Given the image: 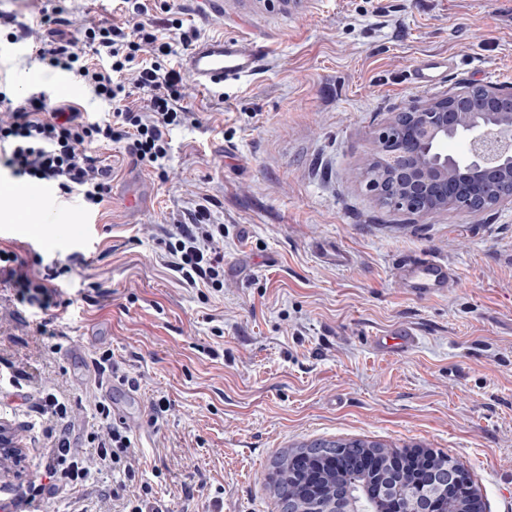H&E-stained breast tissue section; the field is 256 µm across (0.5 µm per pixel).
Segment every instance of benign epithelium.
Returning a JSON list of instances; mask_svg holds the SVG:
<instances>
[{"label":"benign epithelium","instance_id":"1","mask_svg":"<svg viewBox=\"0 0 512 512\" xmlns=\"http://www.w3.org/2000/svg\"><path fill=\"white\" fill-rule=\"evenodd\" d=\"M456 137L467 142L461 157L443 149ZM354 178L381 205L418 217L512 204V87L473 83L390 113ZM464 483L465 471L448 467L409 496L385 486L369 495L390 512H437L448 486Z\"/></svg>","mask_w":512,"mask_h":512}]
</instances>
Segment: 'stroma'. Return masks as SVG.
<instances>
[{"label": "stroma", "instance_id": "1", "mask_svg": "<svg viewBox=\"0 0 512 512\" xmlns=\"http://www.w3.org/2000/svg\"><path fill=\"white\" fill-rule=\"evenodd\" d=\"M506 0H170L198 39L232 35L265 68L202 89L172 127L167 177L122 144L97 153L112 182L143 178L130 210L65 202L66 224L35 236L0 219V249L61 291L42 311L0 281V422L25 450L0 475L13 512H120L91 434L97 403L128 431L151 512H277L265 481L280 452L315 440L433 448L464 463L485 512H512V205L420 218L383 208L350 178L390 113L472 83L512 86ZM448 61L431 83L424 59ZM224 227V286L184 282L167 264L172 225L199 205ZM348 251L350 267L331 261ZM429 256L459 285L420 298L396 279ZM410 327L412 350L379 355L368 336ZM111 354L109 369L96 361ZM68 406L70 441L92 476L29 500L53 441L35 426L41 387ZM169 409L153 419L152 401Z\"/></svg>", "mask_w": 512, "mask_h": 512}]
</instances>
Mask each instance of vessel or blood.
<instances>
[{"label":"vessel or blood","instance_id":"vessel-or-blood-1","mask_svg":"<svg viewBox=\"0 0 512 512\" xmlns=\"http://www.w3.org/2000/svg\"><path fill=\"white\" fill-rule=\"evenodd\" d=\"M264 61L261 47L245 46L235 36H221L207 38L196 44L185 55L183 66L191 80L204 89L255 75L263 69ZM54 206L51 190L40 188L35 195L31 216L39 223H49ZM397 276L411 288L414 295L421 298L442 292L458 283L452 267L428 257L404 262L398 267ZM417 341L413 330L406 328L394 336L372 337L371 346L378 353L404 352L412 349Z\"/></svg>","mask_w":512,"mask_h":512}]
</instances>
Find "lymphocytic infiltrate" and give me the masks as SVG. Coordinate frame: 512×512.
<instances>
[{
    "instance_id": "obj_1",
    "label": "lymphocytic infiltrate",
    "mask_w": 512,
    "mask_h": 512,
    "mask_svg": "<svg viewBox=\"0 0 512 512\" xmlns=\"http://www.w3.org/2000/svg\"><path fill=\"white\" fill-rule=\"evenodd\" d=\"M29 2L31 22L0 12V42L21 48L27 60L85 86L111 108L112 115L101 119L57 104L47 86L33 87L21 97L0 91V162L14 176L55 186L61 196L79 193L91 208L101 205L111 191V170L97 155L100 143L124 144L136 164L165 177L169 130L188 116L182 104L183 76L169 58L173 43L191 46L194 32L184 30L182 20L171 15L168 0L159 4L168 15L164 37L143 21L146 7L141 0H123L125 23L121 26H102L88 18L76 23L62 2L50 11L43 7V0ZM69 26L75 27L76 37L60 38V28ZM146 49L151 50L152 61L142 60ZM136 97L143 99V106H131ZM208 216L203 206L191 223L174 225L166 254L172 270L186 283L218 291L224 286V257L215 242L223 237L224 227L209 223ZM0 278L17 286L19 302L41 310L48 309L57 294L29 274L12 251L0 250ZM97 412L101 431L93 439L100 461L123 467L126 477H134L130 436L111 425L108 408L98 406ZM44 471L62 490H76L90 478L62 433Z\"/></svg>"
}]
</instances>
